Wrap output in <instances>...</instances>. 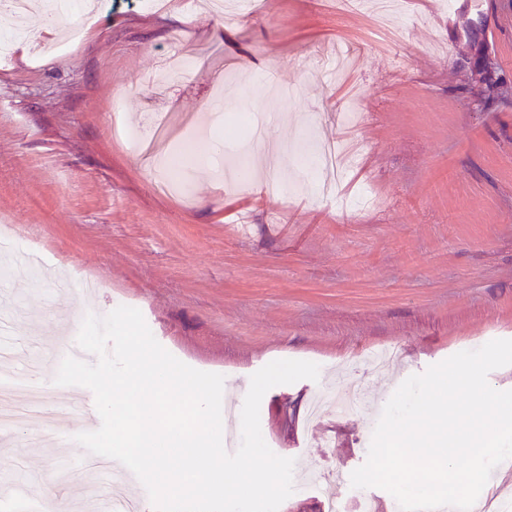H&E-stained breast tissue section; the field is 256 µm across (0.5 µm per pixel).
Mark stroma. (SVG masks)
Listing matches in <instances>:
<instances>
[{"label":"stroma","mask_w":512,"mask_h":512,"mask_svg":"<svg viewBox=\"0 0 512 512\" xmlns=\"http://www.w3.org/2000/svg\"><path fill=\"white\" fill-rule=\"evenodd\" d=\"M97 12L81 43L47 36L0 66V225L76 274L68 299L49 278H0L15 340L45 352L40 370L11 366L54 379L58 326L119 306L139 309L178 360L222 375L227 400L243 401L272 361L316 363L318 380L266 392L260 426L295 461L279 512H318L321 484L365 462L407 377L512 339V0H401L396 38L339 0H259L232 18L184 0L151 11L100 0ZM473 39L505 83L492 102L471 72ZM177 50L189 79L162 69ZM148 76L162 95L147 97ZM222 104L275 118L291 145L283 162L255 154L233 181L195 163L215 143H244ZM155 112L167 131L115 136ZM307 127L316 142H359L340 186L369 206L339 210L298 170ZM270 179L286 193L260 199ZM350 383L367 390L360 411L308 422L314 393ZM38 428L0 447V472L25 461L37 500H79L83 483L58 479L62 449L33 444Z\"/></svg>","instance_id":"1"}]
</instances>
